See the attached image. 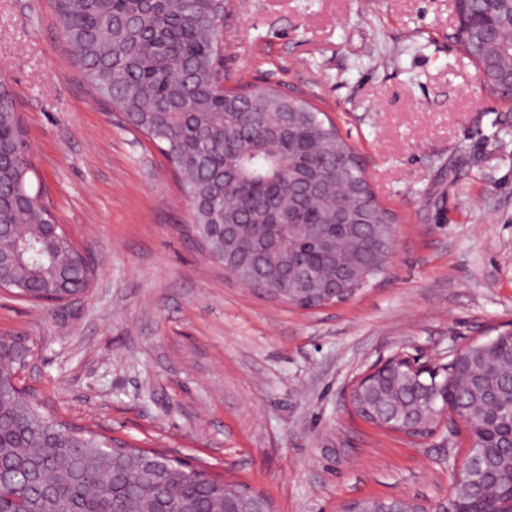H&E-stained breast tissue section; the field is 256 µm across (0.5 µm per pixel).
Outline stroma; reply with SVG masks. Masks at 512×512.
<instances>
[{
	"mask_svg": "<svg viewBox=\"0 0 512 512\" xmlns=\"http://www.w3.org/2000/svg\"><path fill=\"white\" fill-rule=\"evenodd\" d=\"M457 26L454 0H239L228 87L326 112L399 218L384 275L302 309L197 246L167 160L93 99L53 0H0V77L58 223L97 270L73 304L0 292V336L28 350L19 387L61 420L248 484L274 512L445 500L465 424L413 442L354 415L347 391L395 354L444 363L512 324V111L480 90Z\"/></svg>",
	"mask_w": 512,
	"mask_h": 512,
	"instance_id": "obj_1",
	"label": "stroma"
}]
</instances>
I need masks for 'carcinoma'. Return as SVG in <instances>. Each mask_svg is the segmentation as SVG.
<instances>
[{"label":"carcinoma","mask_w":512,"mask_h":512,"mask_svg":"<svg viewBox=\"0 0 512 512\" xmlns=\"http://www.w3.org/2000/svg\"><path fill=\"white\" fill-rule=\"evenodd\" d=\"M72 61L97 97L152 141L181 178L198 235L246 286L259 294L316 308L357 295L389 264L395 214L382 207L359 158L335 125L307 100L275 90H221L220 19L232 0H54ZM465 26L454 39L474 62L487 93L512 104L501 73L512 69L508 3L465 0ZM28 147L15 92L0 80V227L17 246L18 262L0 268V282L37 299L86 292L92 277L77 246L33 189V166L18 165ZM297 211L335 245L325 263L315 237L283 228L289 264L313 276L311 298L287 293L280 254L255 247L251 224L268 223V206ZM28 350L0 336V512H224V499L246 484L130 448L92 430L65 424L17 385ZM462 409L469 433L462 492L448 500L474 512H496L512 484V340L490 337L460 349L436 375L416 376L395 365L354 397L361 418L425 438L442 421L444 404ZM419 506L394 499L361 507L393 512Z\"/></svg>","instance_id":"cac0c4a2"}]
</instances>
